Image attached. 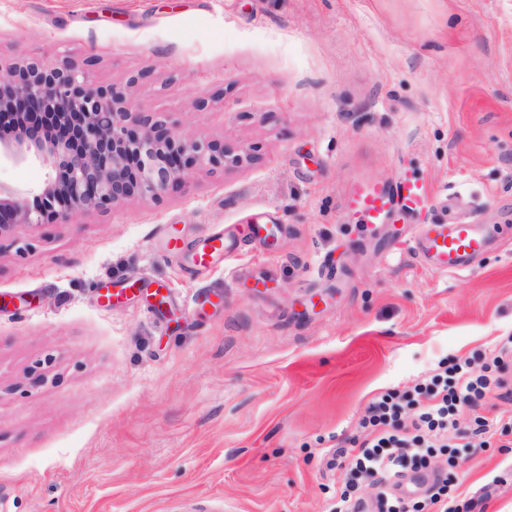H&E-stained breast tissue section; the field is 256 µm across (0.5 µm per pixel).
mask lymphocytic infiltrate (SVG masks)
Instances as JSON below:
<instances>
[{
	"mask_svg": "<svg viewBox=\"0 0 512 512\" xmlns=\"http://www.w3.org/2000/svg\"><path fill=\"white\" fill-rule=\"evenodd\" d=\"M511 362L512 336H507L490 350L481 369L447 361L439 373L410 390L375 396L361 419L366 434L358 451L338 448L332 453L333 464L356 477L337 496L332 512H352L368 492L379 512H473L472 502L449 503L444 483L428 487L414 501L396 490L407 472L429 469L435 449L452 447L462 429V409L475 412L491 385L506 387L501 374Z\"/></svg>",
	"mask_w": 512,
	"mask_h": 512,
	"instance_id": "obj_1",
	"label": "lymphocytic infiltrate"
}]
</instances>
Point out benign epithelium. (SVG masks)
Listing matches in <instances>:
<instances>
[{"label": "benign epithelium", "instance_id": "obj_1", "mask_svg": "<svg viewBox=\"0 0 512 512\" xmlns=\"http://www.w3.org/2000/svg\"><path fill=\"white\" fill-rule=\"evenodd\" d=\"M44 112L56 116L59 137L25 130ZM7 121L17 134L0 138V157L42 162L55 176L31 199L0 185V238L17 224L104 213L132 198L156 200L195 169L226 170L250 161L240 147L183 139L166 115L133 110L124 92L91 87L89 71L71 64L0 66V124Z\"/></svg>", "mask_w": 512, "mask_h": 512}]
</instances>
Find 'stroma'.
<instances>
[{
    "mask_svg": "<svg viewBox=\"0 0 512 512\" xmlns=\"http://www.w3.org/2000/svg\"><path fill=\"white\" fill-rule=\"evenodd\" d=\"M29 58L252 160L0 241V512H330L376 394L512 335V0H0V65ZM48 173L5 160L0 185ZM407 179L428 207L362 224L355 189ZM454 220L487 245L444 274L412 241ZM226 232V267L196 268ZM479 413L487 444L431 466L512 512V399ZM232 255L231 238L220 233L201 238L193 247L195 264L203 268L215 267Z\"/></svg>",
    "mask_w": 512,
    "mask_h": 512,
    "instance_id": "1",
    "label": "stroma"
}]
</instances>
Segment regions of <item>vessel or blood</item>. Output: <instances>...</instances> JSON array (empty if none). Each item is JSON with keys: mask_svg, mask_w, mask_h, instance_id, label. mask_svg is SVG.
Here are the masks:
<instances>
[{"mask_svg": "<svg viewBox=\"0 0 512 512\" xmlns=\"http://www.w3.org/2000/svg\"><path fill=\"white\" fill-rule=\"evenodd\" d=\"M424 200L423 185L407 180L393 190L363 187L352 196L351 203L364 223L379 224L392 208L411 214L420 209ZM416 243V251L424 262L444 273L465 271L485 248V238L478 226L463 222L423 225L416 234ZM232 254L230 237L220 233L201 238L193 248L194 261L203 268L217 266Z\"/></svg>", "mask_w": 512, "mask_h": 512, "instance_id": "obj_1", "label": "vessel or blood"}]
</instances>
